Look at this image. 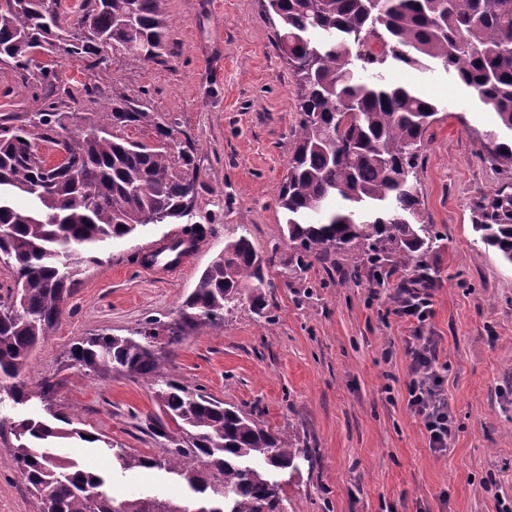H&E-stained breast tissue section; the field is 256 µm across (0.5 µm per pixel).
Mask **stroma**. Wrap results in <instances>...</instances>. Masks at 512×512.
Here are the masks:
<instances>
[{
    "label": "stroma",
    "instance_id": "1",
    "mask_svg": "<svg viewBox=\"0 0 512 512\" xmlns=\"http://www.w3.org/2000/svg\"><path fill=\"white\" fill-rule=\"evenodd\" d=\"M173 52L156 64L123 56L89 67L56 51L58 90L75 133L113 96L146 90L153 112L174 124L178 141L198 147L200 185L189 217L151 224L109 243L99 265L78 275L59 322L32 352L22 378L52 377L51 402L0 399V421L51 411L75 428L157 459L168 443L149 430L161 414L152 388L128 375L88 377L67 354L94 333L133 336L152 319L172 324L203 269L240 234L272 263L264 314L241 302L223 322L187 332L162 358L181 381L289 433L315 451L313 468L279 474L291 512H512V265L480 240L472 206L511 181L483 155L480 139L496 129L493 112L474 107L470 90L441 71L389 66L388 80L436 102L438 119L419 156L418 191L437 236L421 266H398L385 283L335 254L300 270L284 234L276 194L297 122L296 86L274 43L261 0H164ZM37 68L0 62V117L27 122L40 106ZM97 87L94 95L85 86ZM194 224L204 233L181 271H147L145 257L163 239ZM432 279L425 322L397 315V290L418 273ZM432 337L437 371L454 417L446 453L433 452L407 407L411 358L406 340ZM0 431V512H37ZM66 456L113 477L117 498L144 491L189 504L162 471H122L90 444L67 441ZM496 484L497 496L486 492Z\"/></svg>",
    "mask_w": 512,
    "mask_h": 512
}]
</instances>
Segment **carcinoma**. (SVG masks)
<instances>
[{
	"mask_svg": "<svg viewBox=\"0 0 512 512\" xmlns=\"http://www.w3.org/2000/svg\"><path fill=\"white\" fill-rule=\"evenodd\" d=\"M163 0H81L72 19L60 0H10L0 7V60L18 70L36 63L31 52L58 47L96 67L113 44L129 56L162 63L171 54ZM275 18L276 46L296 81L299 120L292 130L288 168L277 191L296 263L307 267L344 253L378 279L386 266L417 262L430 243L418 195V157L437 104L412 86L386 81L392 65L453 72L496 112L499 131L480 140L495 166L512 172V0H265ZM44 104L23 125L0 118V264L14 281L0 300V378L16 403L32 392L20 372L60 319L82 267L98 249L147 224L189 215L200 169L191 141L174 140L145 93L123 94L77 133L51 136L62 111L49 71ZM147 128L153 141L126 135ZM67 158L46 166L35 137ZM481 241L512 264V183L475 202ZM272 259L248 236L224 245L180 308L178 330L215 325L248 299L266 307L264 268ZM165 327L148 321L140 337L96 334L73 344L69 359L93 377L126 372L155 389L167 420L154 431L170 442L166 456L135 454L112 443L124 471L164 470L198 495L203 512H288L279 471L299 470L312 452L246 412L190 391L166 371L144 341ZM18 441L13 459L38 512H184L157 495L117 499L110 479L55 452L56 440L86 432L24 418L10 424Z\"/></svg>",
	"mask_w": 512,
	"mask_h": 512,
	"instance_id": "cac0c4a2",
	"label": "carcinoma"
}]
</instances>
